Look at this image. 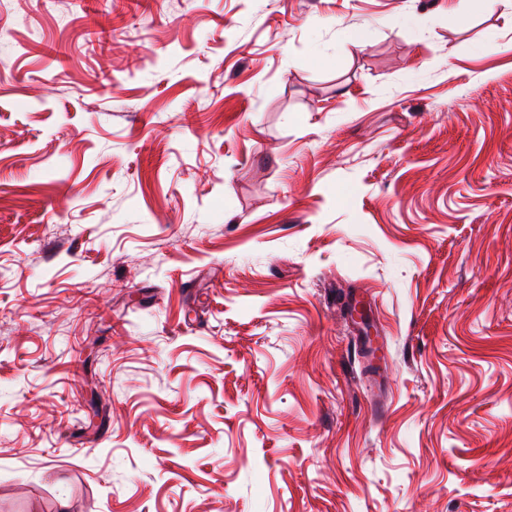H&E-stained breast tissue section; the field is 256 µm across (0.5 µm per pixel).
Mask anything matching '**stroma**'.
I'll list each match as a JSON object with an SVG mask.
<instances>
[{"instance_id": "1", "label": "stroma", "mask_w": 512, "mask_h": 512, "mask_svg": "<svg viewBox=\"0 0 512 512\" xmlns=\"http://www.w3.org/2000/svg\"><path fill=\"white\" fill-rule=\"evenodd\" d=\"M0 512H512V5L0 0Z\"/></svg>"}]
</instances>
